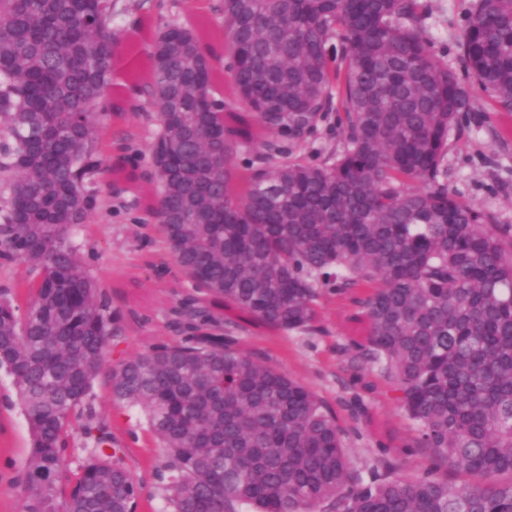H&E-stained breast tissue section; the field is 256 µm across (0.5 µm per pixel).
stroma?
Returning a JSON list of instances; mask_svg holds the SVG:
<instances>
[{"mask_svg": "<svg viewBox=\"0 0 512 512\" xmlns=\"http://www.w3.org/2000/svg\"><path fill=\"white\" fill-rule=\"evenodd\" d=\"M427 30L447 52L449 68L462 71L457 44L472 0H427ZM148 17L156 26H198L187 0H112V28L122 50L112 66V80L124 82L143 68L150 51L146 33L136 22ZM475 116L492 127L471 125L448 138V187L473 205L497 213L512 224V117L499 116L493 101L473 93ZM157 120L143 102L132 105L130 120L109 125L107 137L118 144L132 166L150 167V145ZM96 201L86 224L76 227L70 242L83 265L108 297L112 308L126 316L124 333L107 348L108 364L141 352L146 342L175 343L186 334L184 313L199 299L181 268L172 260L149 205L151 185L111 175L100 165L93 178ZM319 312L323 330L316 335L287 333L269 336L250 328L236 331L239 345L264 363L287 373L313 391L335 414L346 451L362 480L373 467L395 463L414 477L431 464L429 454L413 447V427L398 407L377 367L363 372L350 368L352 329L334 295L322 292ZM95 408L110 427L126 462L142 484L136 512H167L157 488L155 466L160 454L156 438L138 411L118 406L107 379L94 385ZM30 434L10 378L0 373V512H22L23 492L17 479L30 451Z\"/></svg>", "mask_w": 512, "mask_h": 512, "instance_id": "35a3bbf8", "label": "stroma"}]
</instances>
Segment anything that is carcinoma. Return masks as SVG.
Masks as SVG:
<instances>
[{"label":"carcinoma","mask_w":512,"mask_h":512,"mask_svg":"<svg viewBox=\"0 0 512 512\" xmlns=\"http://www.w3.org/2000/svg\"><path fill=\"white\" fill-rule=\"evenodd\" d=\"M220 36L151 34L112 84V0H0V255L37 273L19 314L0 291V370L31 433L24 512H136L141 484L94 406L140 409L168 512H512V237L448 189V133L472 89L512 115V0H473L459 76L419 0H223ZM143 96L154 215L175 262L224 311L180 343L106 366L122 315L69 241L86 222L103 125ZM335 139L308 156L320 136ZM329 288L364 332L437 468L360 482L336 418L236 329L322 330ZM83 447L68 448L72 415Z\"/></svg>","instance_id":"cac0c4a2"}]
</instances>
